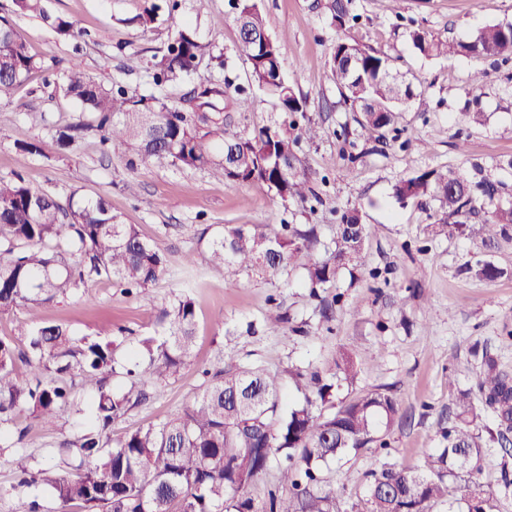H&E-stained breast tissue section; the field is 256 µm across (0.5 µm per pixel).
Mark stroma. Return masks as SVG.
Returning <instances> with one entry per match:
<instances>
[{
    "label": "stroma",
    "mask_w": 512,
    "mask_h": 512,
    "mask_svg": "<svg viewBox=\"0 0 512 512\" xmlns=\"http://www.w3.org/2000/svg\"><path fill=\"white\" fill-rule=\"evenodd\" d=\"M146 6V0H47L50 14L68 18L82 32L76 46L49 23L15 14L12 0H0V16L12 18L43 63L11 100L0 103V176L21 174L63 204L73 195L103 197L169 259L166 274L144 295L128 296L110 281H91L40 309L39 317L78 334L109 326L125 336L118 350L123 356L142 337L161 333V304L182 290L193 298L197 340L189 363L162 395L114 422L111 438L180 413L203 384V369L253 364L286 379L289 367L297 366L329 379L349 357L358 375L354 382H337V402L375 389L391 391L401 411L384 437L394 461L415 467L423 452L441 447L440 430L454 417V394L478 392L483 366L475 348L485 349L512 376V234L482 249L481 212L466 218L462 234H435L444 215L439 202L403 206L393 187L427 170L477 164L502 183L503 200H512V60L427 58L409 34L420 30L464 41L480 27L512 22V0H403L397 10L391 0H349L353 20L340 28L327 0H259L269 33L282 40L283 76L320 131L316 142L302 139L296 148L299 168L318 193L304 203L283 202L261 183L230 182L216 169L132 165L124 150L103 153L91 134L68 151L58 150L57 130L85 117L81 105L56 88L58 71L70 63L105 86L170 102L183 87L202 82L247 85L229 0H178L174 13L160 11L145 27L135 17ZM179 22L195 32L206 56L182 85H160L154 65ZM340 39L387 53L413 86L416 96L401 112L398 131L386 138L360 126L327 76L330 50ZM477 68L487 72L478 88L470 81ZM252 95L253 111L230 115L245 136L285 119L272 96L257 88ZM33 112L43 115L41 124L31 123ZM21 141L39 142L42 150L21 152ZM130 181L136 185L132 193L125 188ZM354 209L366 227V265L341 272L320 299L310 298L305 271L296 262L271 284L256 273L232 274L205 261L207 242L219 227L314 224L328 243L343 215ZM188 252L194 263H184ZM481 260L505 269V276L493 282L479 277L475 268ZM278 309L287 312L288 323L272 322ZM18 421L28 428L26 453L42 460L52 458L57 442L80 424L67 416L56 432L46 433L26 416ZM377 461L375 449L363 450L336 464L328 478L359 497Z\"/></svg>",
    "instance_id": "stroma-1"
}]
</instances>
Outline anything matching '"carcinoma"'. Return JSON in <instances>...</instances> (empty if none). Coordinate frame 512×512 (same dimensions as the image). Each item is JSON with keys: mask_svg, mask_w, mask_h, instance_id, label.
<instances>
[{"mask_svg": "<svg viewBox=\"0 0 512 512\" xmlns=\"http://www.w3.org/2000/svg\"><path fill=\"white\" fill-rule=\"evenodd\" d=\"M14 13L38 17L64 39L78 32L62 16H51L45 0H13ZM236 26L255 37L237 40L236 52L249 66V81L279 100L284 112H302L281 72V41L268 34L257 0H239ZM414 47L426 57L465 54L473 58L512 59V29L492 24L477 30L470 41L448 42L411 33ZM174 43L156 63V78L174 82L201 62L205 47L187 26H178ZM360 64L347 68L349 56ZM41 68L14 24L0 17V101L34 70ZM330 80L344 102L361 113L360 125L393 131L399 112L414 97L411 86L396 90L389 81L390 58L340 41L328 62ZM58 88L79 102L89 120L63 127L57 144L70 147L76 134L95 131L110 152L125 149L136 159L168 162L189 169L221 168L224 178L238 183L266 184L283 201L305 202L309 176L294 169L284 173L279 160L295 157L297 139L272 126H261L243 137L231 129L224 112H248L254 98L243 89L230 101L224 87L209 85L200 97L181 95L174 104L136 97L121 88H107L73 64L59 76ZM211 127L224 137L221 148L205 141L198 128ZM236 149L233 165L224 166V150ZM456 187L458 195L448 196ZM395 197L419 204L433 199L446 207L437 232L454 235L459 218L489 207L483 244L490 246L512 226V204L500 202L499 183L478 178L464 168L425 171L399 181ZM365 225L351 216L340 224L328 257L316 259L321 241L313 226L282 224L226 225L207 244V262L231 272L256 271L272 282L295 258L304 261L307 287L336 281L349 266L365 265ZM168 259L144 240L136 225L125 224L107 202L69 199L62 205L52 194L30 186L15 174L0 177V314L38 308L70 295L88 281L106 279L126 293L142 294L167 270ZM164 333L139 340L125 371L116 369L117 340L112 329L78 336L70 329L33 317L21 325L24 346L0 338V449L22 448L27 428H11L20 412L52 431L65 415H80L90 425L59 443L70 463L58 470L44 460L20 457L14 512H42L22 489L46 485L54 512H70L78 503L85 512H498L494 490L479 482L490 452L480 432L482 410L498 419L496 440L503 444L512 430V380L482 355L484 377L481 405L468 390L454 396V422L443 434L445 448L423 453L421 464L406 468L386 459L366 474L361 498L349 505L343 492L323 474V467L374 445L386 448L379 433L400 414L398 399L379 389L336 406L334 384L319 375L302 382L300 370L288 371L299 394L283 404L282 379L260 367L230 366L206 370L192 404L170 420L127 433L112 441V423L160 392L179 375L195 343L194 301L175 295L159 309ZM29 367L21 376L17 363ZM89 385L91 399L82 402L77 389ZM279 461V484L255 500L248 489Z\"/></svg>", "mask_w": 512, "mask_h": 512, "instance_id": "cac0c4a2", "label": "carcinoma"}]
</instances>
